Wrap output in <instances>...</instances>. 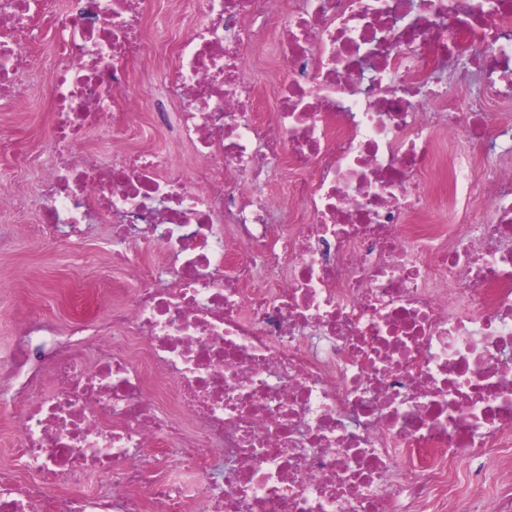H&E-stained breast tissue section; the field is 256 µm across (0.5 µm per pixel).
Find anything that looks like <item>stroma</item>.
<instances>
[{
  "label": "stroma",
  "instance_id": "obj_1",
  "mask_svg": "<svg viewBox=\"0 0 512 512\" xmlns=\"http://www.w3.org/2000/svg\"><path fill=\"white\" fill-rule=\"evenodd\" d=\"M192 24V17L183 13L179 0H154L144 20V32L150 40L172 43L185 37ZM33 25L34 34L28 43L29 92L12 110L0 112V184L28 198L22 210L0 206V352L13 347L16 324L29 311L43 313L59 325L70 322L72 311L63 291L71 285L92 289L99 299V314H106L113 287L127 276L125 270L112 266L105 258L107 224L91 225L78 247L62 239L46 240L38 230L40 199L35 189L51 161L46 86L59 60V40L56 28L47 19L35 17ZM174 64L171 55L161 53L134 63L130 90L143 95L144 104L126 145L172 154L188 169L194 163L190 146L177 139L174 132L155 129L150 120L153 100L169 97L156 74Z\"/></svg>",
  "mask_w": 512,
  "mask_h": 512
}]
</instances>
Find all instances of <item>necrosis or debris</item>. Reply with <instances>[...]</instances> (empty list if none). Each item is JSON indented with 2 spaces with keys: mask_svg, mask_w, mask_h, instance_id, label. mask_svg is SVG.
Masks as SVG:
<instances>
[{
  "mask_svg": "<svg viewBox=\"0 0 512 512\" xmlns=\"http://www.w3.org/2000/svg\"><path fill=\"white\" fill-rule=\"evenodd\" d=\"M180 4L195 22L161 80L188 174L161 152L104 167L80 148L134 126L150 0H70L57 21L39 228L78 238L111 218L131 277L110 323L18 325L0 512H475L448 491L459 460L472 483L512 482V0ZM47 7L0 0V111L27 95ZM459 59L491 106L449 92ZM285 161V193H239ZM39 334L56 350L27 377ZM99 472L105 491H86ZM279 63L268 57L264 72L260 75V94L264 108H271L278 95ZM20 417L19 406H12L0 415V464H8L14 458L13 435Z\"/></svg>",
  "mask_w": 512,
  "mask_h": 512,
  "instance_id": "4bbe7bcc",
  "label": "necrosis or debris"
}]
</instances>
